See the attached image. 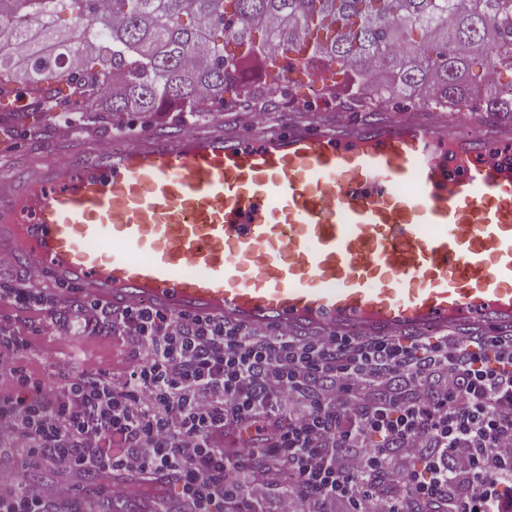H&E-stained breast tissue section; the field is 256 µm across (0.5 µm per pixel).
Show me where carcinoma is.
Masks as SVG:
<instances>
[{
    "instance_id": "1",
    "label": "carcinoma",
    "mask_w": 512,
    "mask_h": 512,
    "mask_svg": "<svg viewBox=\"0 0 512 512\" xmlns=\"http://www.w3.org/2000/svg\"><path fill=\"white\" fill-rule=\"evenodd\" d=\"M485 63L512 73V0H0V95L38 111L107 94L116 116L192 111L203 90L254 97L253 74L297 68L363 112L372 92L453 111L475 88L480 111L512 112Z\"/></svg>"
}]
</instances>
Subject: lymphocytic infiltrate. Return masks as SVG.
Segmentation results:
<instances>
[{"label": "lymphocytic infiltrate", "instance_id": "f902f5d3", "mask_svg": "<svg viewBox=\"0 0 512 512\" xmlns=\"http://www.w3.org/2000/svg\"><path fill=\"white\" fill-rule=\"evenodd\" d=\"M116 335L144 353L123 379L83 372L59 390L30 375L23 337L0 325V448L68 470L173 472L190 512H267L252 495L280 483L276 512H512V333L417 347L396 337L246 330L137 303L87 301L71 329ZM248 429L241 447L219 437ZM274 473H243V456ZM0 485V512H51L70 498Z\"/></svg>", "mask_w": 512, "mask_h": 512}]
</instances>
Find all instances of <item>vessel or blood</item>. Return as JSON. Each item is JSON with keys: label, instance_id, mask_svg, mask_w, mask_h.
Listing matches in <instances>:
<instances>
[{"label": "vessel or blood", "instance_id": "b4317fda", "mask_svg": "<svg viewBox=\"0 0 512 512\" xmlns=\"http://www.w3.org/2000/svg\"><path fill=\"white\" fill-rule=\"evenodd\" d=\"M57 147L74 161L19 171L0 138V258L112 309L369 337L512 327L511 128L410 112ZM151 484L113 512H169Z\"/></svg>", "mask_w": 512, "mask_h": 512}]
</instances>
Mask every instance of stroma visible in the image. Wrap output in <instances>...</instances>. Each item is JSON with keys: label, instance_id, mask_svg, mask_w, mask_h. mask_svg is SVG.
Listing matches in <instances>:
<instances>
[{"label": "stroma", "instance_id": "obj_1", "mask_svg": "<svg viewBox=\"0 0 512 512\" xmlns=\"http://www.w3.org/2000/svg\"><path fill=\"white\" fill-rule=\"evenodd\" d=\"M260 97L249 100L245 97L227 96L225 102L204 101L198 112H160L145 117L130 114L122 118L101 113L98 119H89L80 104H73L69 113L32 112L22 110L1 118L14 141L15 152L12 163L23 167L34 156L55 162L67 161V153L57 150L58 139L69 132L93 136L111 142L113 148H128V138H116L120 129H135L141 134L156 133L173 135L184 127L199 128L212 125L213 113H223V128L252 135L257 130L256 113L266 111L268 103H275V118L283 121L303 120L318 124L342 121L365 124L369 118L365 113L332 104L308 106V78L296 82L281 81L274 86L266 85L263 79L252 81ZM0 322L9 325L16 334L29 343L20 361L27 371L43 379L48 385L58 381L59 365H66L69 371L79 373L102 372L112 378H122L139 361L134 346L107 331L90 335H74L65 321H52L42 307H21L0 302ZM65 475L51 467L30 458L24 448L12 451L8 458H0V481L22 484L29 488L50 491Z\"/></svg>", "mask_w": 512, "mask_h": 512}]
</instances>
